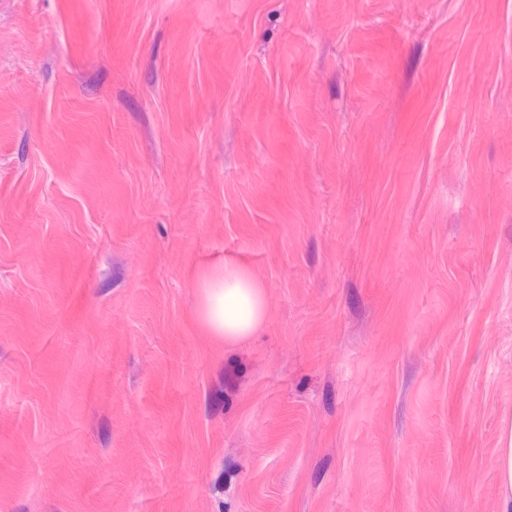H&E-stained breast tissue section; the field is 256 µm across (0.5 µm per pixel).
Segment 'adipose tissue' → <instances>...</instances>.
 I'll return each mask as SVG.
<instances>
[{
  "instance_id": "1",
  "label": "adipose tissue",
  "mask_w": 512,
  "mask_h": 512,
  "mask_svg": "<svg viewBox=\"0 0 512 512\" xmlns=\"http://www.w3.org/2000/svg\"><path fill=\"white\" fill-rule=\"evenodd\" d=\"M198 317L214 340L239 342L264 325L268 313L261 285L246 271L219 266L200 273Z\"/></svg>"
}]
</instances>
